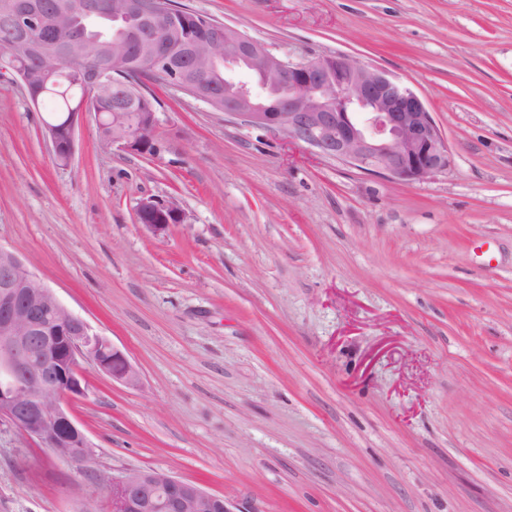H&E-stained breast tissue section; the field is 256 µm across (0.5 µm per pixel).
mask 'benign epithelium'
<instances>
[{"mask_svg": "<svg viewBox=\"0 0 512 512\" xmlns=\"http://www.w3.org/2000/svg\"><path fill=\"white\" fill-rule=\"evenodd\" d=\"M162 0H14L4 18L10 33L0 80L18 84L31 106L55 78L45 66L60 51L73 57L91 40L78 24L102 18L123 25L100 42L122 74L147 62L160 82L244 124L282 134L317 154L357 170L411 183L448 169V145L425 101L383 69L336 53L295 61L273 53L241 30L210 21L196 38L170 24ZM224 64V82L217 79ZM81 100L62 123L44 122L56 163L75 153V129L92 112L96 91L111 77H80ZM153 112L112 114L110 146L146 154L155 144ZM137 221L159 234L184 222L172 202L145 200ZM93 361L128 387L141 382L124 354L83 318L70 312L35 273L0 247V420L12 424L75 464L94 446L73 418L69 401L86 395L79 360ZM108 512H232L222 495L155 469L105 479Z\"/></svg>", "mask_w": 512, "mask_h": 512, "instance_id": "benign-epithelium-1", "label": "benign epithelium"}]
</instances>
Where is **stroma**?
<instances>
[{"mask_svg": "<svg viewBox=\"0 0 512 512\" xmlns=\"http://www.w3.org/2000/svg\"><path fill=\"white\" fill-rule=\"evenodd\" d=\"M182 2L384 68L449 166L374 178L155 85V154L88 115L61 167L0 81V246L141 376L81 361L80 466L0 422V512H103L144 468L233 512H512V0ZM148 198L184 222L151 232Z\"/></svg>", "mask_w": 512, "mask_h": 512, "instance_id": "35a3bbf8", "label": "stroma"}]
</instances>
